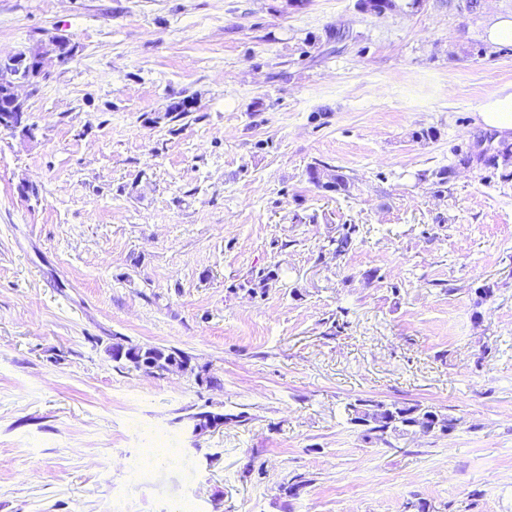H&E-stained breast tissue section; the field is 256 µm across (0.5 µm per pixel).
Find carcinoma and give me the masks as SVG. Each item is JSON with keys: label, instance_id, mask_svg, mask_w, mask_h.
<instances>
[{"label": "carcinoma", "instance_id": "1", "mask_svg": "<svg viewBox=\"0 0 512 512\" xmlns=\"http://www.w3.org/2000/svg\"><path fill=\"white\" fill-rule=\"evenodd\" d=\"M357 7L363 14L381 16L388 11L396 10L398 4L397 0H357ZM457 165L481 171L497 170L499 177L507 182L512 179V143L502 140L486 155L479 152L457 155L456 165L442 166L430 173L433 183L439 186L448 184ZM305 174L307 181L319 190L348 193L353 186L350 177L321 160L309 163ZM359 232V225L343 224L338 229V235L329 240V245L335 246V254L340 256L349 250ZM277 282L278 273L273 269H266L247 279L241 288L253 295L264 296L276 287ZM346 411L351 424L361 427L366 437L378 441H384L386 437L392 435L421 433L425 427L431 425L438 432L445 434L454 431L459 424V419L433 406L419 404L357 399L346 405Z\"/></svg>", "mask_w": 512, "mask_h": 512}]
</instances>
